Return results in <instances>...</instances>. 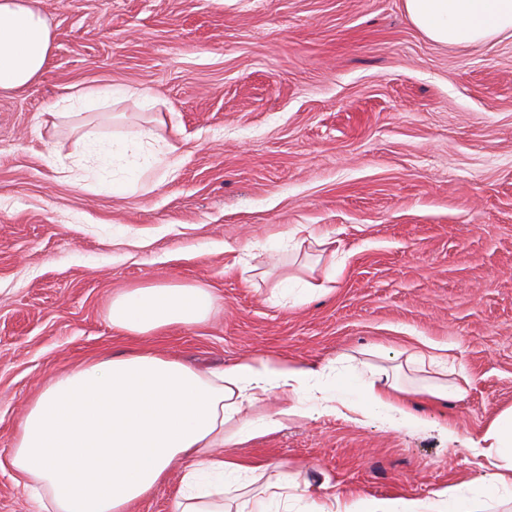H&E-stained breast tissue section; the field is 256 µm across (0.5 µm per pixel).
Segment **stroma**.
<instances>
[{
  "label": "stroma",
  "mask_w": 512,
  "mask_h": 512,
  "mask_svg": "<svg viewBox=\"0 0 512 512\" xmlns=\"http://www.w3.org/2000/svg\"><path fill=\"white\" fill-rule=\"evenodd\" d=\"M54 45L42 74L0 95V512H40L7 459L28 404L54 375L151 351L222 368L273 354L389 368L442 347L460 402L422 407L415 433L321 416L237 447L312 486L362 498L429 497L479 480L465 441L512 405V38L432 42L404 0H41ZM127 90L179 163L133 194L62 177L78 136L53 127L74 87ZM153 96L148 106L140 92ZM299 224L335 238L333 293L272 305L239 259ZM202 283L217 307L195 327L130 338L116 291ZM456 422L462 442L442 428Z\"/></svg>",
  "instance_id": "obj_1"
}]
</instances>
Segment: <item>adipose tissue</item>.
Here are the masks:
<instances>
[{"label": "adipose tissue", "instance_id": "1", "mask_svg": "<svg viewBox=\"0 0 512 512\" xmlns=\"http://www.w3.org/2000/svg\"><path fill=\"white\" fill-rule=\"evenodd\" d=\"M404 8L431 41L462 50L512 36V0H404ZM53 41L40 0H0V94L28 87L43 72ZM120 97L108 87H79L53 116L80 130L84 160L102 170L125 162L119 189L133 193L154 165H177L178 147L151 128L105 138L88 111ZM335 286L331 264L318 279L285 277L272 301L300 306ZM214 307L206 285L149 282L113 294L110 319L126 336L140 337L200 325ZM406 364L433 369L439 379L409 388L368 362L340 369L260 356L215 372L147 351L110 356L49 380L19 425L9 461L43 512H131L175 468L181 478L172 512H249L250 488L262 478L268 495L261 512H479L483 500L512 493V406L468 441L483 461V478L436 488L424 499L315 493L284 464H252L225 453L287 428L294 417L331 415L412 432L426 423L414 397L435 404L465 398L464 387L445 382L442 357L415 352ZM270 398L275 407H266Z\"/></svg>", "mask_w": 512, "mask_h": 512}]
</instances>
